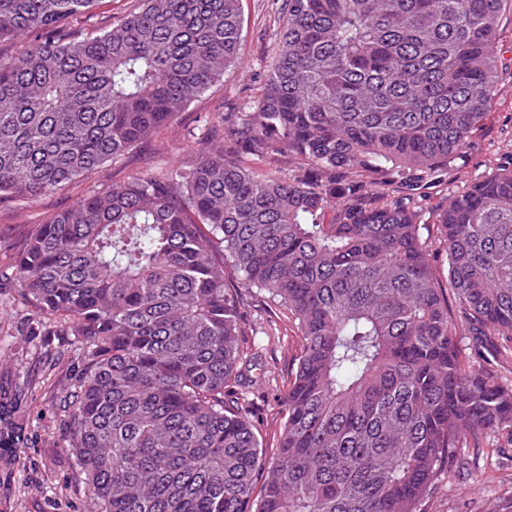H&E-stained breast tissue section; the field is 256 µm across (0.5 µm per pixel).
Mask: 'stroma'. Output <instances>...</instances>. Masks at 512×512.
<instances>
[{"label":"stroma","mask_w":512,"mask_h":512,"mask_svg":"<svg viewBox=\"0 0 512 512\" xmlns=\"http://www.w3.org/2000/svg\"><path fill=\"white\" fill-rule=\"evenodd\" d=\"M139 0H98L90 20L62 30L66 39L85 37L137 10ZM243 34L239 64L223 82L197 98L172 125L92 174L31 201H0V267L8 268L36 224L67 210L86 195L103 191L135 173L179 165L193 145L186 130L220 122L225 102L256 96L265 80L264 62L275 47L279 26L275 0H241ZM500 91L483 126L447 179L430 183L424 209H431L472 180L490 174L500 158L512 153V13L501 19L497 45ZM248 356L244 378L256 397L248 416L259 432L266 457H273L282 425L278 391L300 352V336L290 313L270 303L266 294L244 291ZM77 337L58 328L53 316L27 302L17 282L0 283V396L10 399L24 422L27 445L0 448V512H89L90 501L77 475L63 421V397L82 369ZM421 512H512V447L499 440L467 449L465 464L446 478Z\"/></svg>","instance_id":"35a3bbf8"}]
</instances>
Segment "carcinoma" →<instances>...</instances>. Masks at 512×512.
<instances>
[{
  "instance_id": "obj_1",
  "label": "carcinoma",
  "mask_w": 512,
  "mask_h": 512,
  "mask_svg": "<svg viewBox=\"0 0 512 512\" xmlns=\"http://www.w3.org/2000/svg\"><path fill=\"white\" fill-rule=\"evenodd\" d=\"M96 2L0 0V42L35 36L0 58V199L123 156L239 61L241 0H143L81 40L46 37ZM282 5L257 100L224 105L219 135L187 132L174 170L50 216L12 264L80 339L63 409L96 512H419L466 449L512 442V156L433 209L454 314L418 193L498 96L512 0ZM284 156L305 164H244ZM240 287L301 335L269 462L246 413ZM0 447H24L1 403ZM423 238L426 240L429 249L436 260L438 270L442 269L445 260L443 237L439 224H425L422 229Z\"/></svg>"
}]
</instances>
